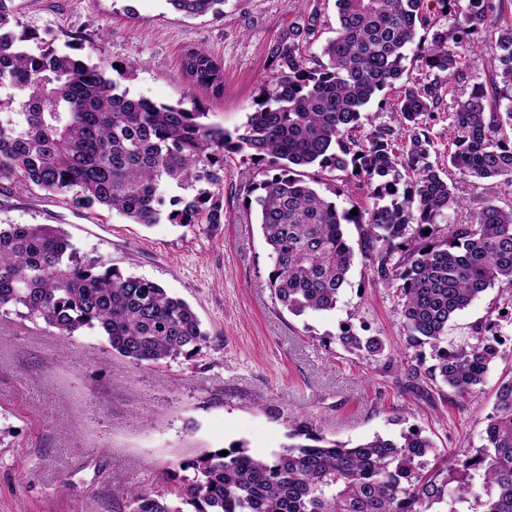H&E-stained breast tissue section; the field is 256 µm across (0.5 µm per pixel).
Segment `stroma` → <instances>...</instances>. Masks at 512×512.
I'll return each mask as SVG.
<instances>
[{
    "mask_svg": "<svg viewBox=\"0 0 512 512\" xmlns=\"http://www.w3.org/2000/svg\"><path fill=\"white\" fill-rule=\"evenodd\" d=\"M27 49L45 41L103 68L130 96L183 103L206 123L235 130L256 108L273 72L272 50L303 24L298 0H224L222 14L187 18L166 0H19ZM206 50L223 72L221 91L182 69ZM239 160L224 168V221L130 223L14 186L0 194V224H61L80 252L154 281L184 299L209 334L198 351L162 365L104 353L105 338L79 331L61 345L41 326L0 321V512H130L113 490H179V465L244 444L268 457L300 425L357 445L419 429L464 456L482 444L495 389L512 375V292L488 289L448 324L445 344L471 342L495 322L500 354L469 396L408 376L436 362L410 345L399 297L374 283L357 258L334 311L295 316L269 286L272 262ZM380 337L386 357L366 362L339 344L344 331Z\"/></svg>",
    "mask_w": 512,
    "mask_h": 512,
    "instance_id": "1",
    "label": "stroma"
}]
</instances>
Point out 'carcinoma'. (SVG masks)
<instances>
[{"mask_svg":"<svg viewBox=\"0 0 512 512\" xmlns=\"http://www.w3.org/2000/svg\"><path fill=\"white\" fill-rule=\"evenodd\" d=\"M507 0H336L338 29L320 38L317 14L282 39L265 99L234 131L205 124V113L157 104L118 89L98 65L51 46L33 53L12 29L16 0H0V189L36 187L77 207L98 204L135 224L224 223V157L240 156L263 175L249 183L273 259L269 284L299 316L336 308L356 253L345 225L364 224L360 252L372 278L395 288L408 339L436 348L421 374L456 396L484 383L499 356L496 323L472 342L440 346L452 316L488 289L512 288V12ZM187 17L217 15L224 0H167ZM454 17L433 27L427 8ZM432 30L417 39L418 28ZM485 32L489 80L457 97L474 36ZM444 78L405 76L407 51ZM185 73L218 90L221 68L203 49L186 54ZM394 96H389V93ZM397 127L359 136L361 110L377 95ZM448 113V164L486 181L487 196L466 201L432 161L428 122ZM315 168L317 173L304 172ZM362 178L370 203L356 215L314 185ZM204 183L185 200L165 190ZM469 211L463 224L448 212ZM430 233H424V230ZM14 313L66 344L96 328L112 352L136 363H168L209 341L184 300L101 258L78 252L60 225L0 224V317ZM347 351L384 356L377 336L346 332ZM301 442L269 458L244 446L202 454L182 469L177 494L115 489L131 512H512V377L499 384L484 444L462 459L419 430L347 447L298 429ZM431 456L433 470L421 459Z\"/></svg>","mask_w":512,"mask_h":512,"instance_id":"obj_1","label":"carcinoma"}]
</instances>
